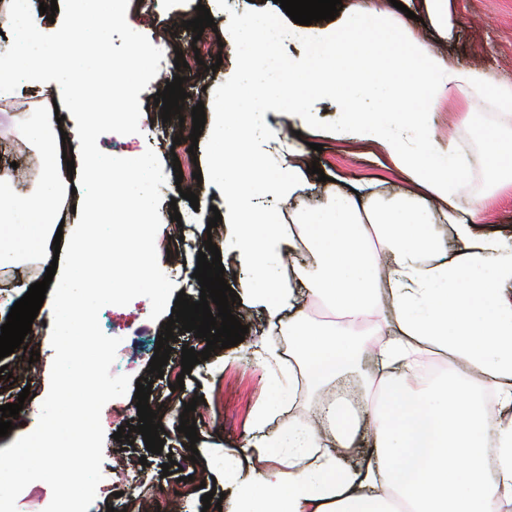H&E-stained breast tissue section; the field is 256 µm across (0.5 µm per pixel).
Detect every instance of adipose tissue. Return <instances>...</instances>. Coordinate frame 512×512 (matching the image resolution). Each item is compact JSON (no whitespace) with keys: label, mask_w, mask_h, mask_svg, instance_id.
I'll return each mask as SVG.
<instances>
[{"label":"adipose tissue","mask_w":512,"mask_h":512,"mask_svg":"<svg viewBox=\"0 0 512 512\" xmlns=\"http://www.w3.org/2000/svg\"><path fill=\"white\" fill-rule=\"evenodd\" d=\"M124 20L119 8L101 15L71 7L50 43L37 16L15 7L1 10L0 29L20 36L0 50V89L22 78L45 96L67 97L82 115L69 136L84 149L98 139L102 121L86 113L88 86L60 67L59 55L78 36H95L102 26ZM383 20L378 0H371L364 14L346 15L335 27L294 29L293 38L305 41L308 51L286 60L277 51L285 33L275 22L240 20L224 27L239 49V71L225 82L217 104L230 124L218 126L216 138L230 126L250 136L264 120L263 92L279 93L283 109L305 123L314 102L329 97L336 105V136L388 146L393 165L420 189L413 205L384 208L340 186L329 210L293 215V223L304 225L305 245L318 264L289 277L285 254L293 239L280 207L305 180L299 149L284 146L274 170L256 160L236 167L216 157L209 182L222 187L229 202L224 219L234 225L239 260L251 270L246 287L253 302L270 322L293 327V355L319 382L358 369L363 346L355 327L383 312L385 327L395 333L378 348L379 385L401 410L397 419H374V452L354 467L340 451L356 443V409L328 401L332 447L300 421L269 433L271 416L293 398L292 386L275 383L274 399L255 410L253 433L243 446L279 459L282 468L246 478L225 469L230 496L224 512H512V298L505 293L512 286V243L484 227L480 204L463 207L457 191L476 166L493 190L512 189V83H493L483 69L452 66L428 43L387 31ZM368 98L375 99L376 111L364 110ZM478 99L489 100L506 121L473 160L454 142L435 137L430 116L446 102L469 120ZM47 155L38 202L4 192L12 177L0 173L1 267L51 248L66 181L58 138H51ZM149 171V163L134 156L116 167L95 157L82 164L80 177L89 187L84 218L67 240L70 264L57 276V300L47 310L61 330L81 322L85 335H92L85 324L90 306L123 292H161L151 275L161 257L144 248L148 226L156 221ZM269 193L278 206H259L257 197ZM436 216L452 226L455 247L435 231ZM373 236L390 255L389 265L371 250ZM110 242L138 251L137 264L115 263L104 272L87 264L94 245ZM303 290L336 308L341 321L306 329L298 307ZM421 348L479 371L480 383L452 371L412 391L397 370L409 367Z\"/></svg>","instance_id":"ef3b65f1"}]
</instances>
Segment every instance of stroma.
I'll use <instances>...</instances> for the list:
<instances>
[{"label": "stroma", "mask_w": 512, "mask_h": 512, "mask_svg": "<svg viewBox=\"0 0 512 512\" xmlns=\"http://www.w3.org/2000/svg\"><path fill=\"white\" fill-rule=\"evenodd\" d=\"M209 9L215 24L236 14H248L255 21L274 20L288 23L289 17L276 0H165L163 6L148 19H140L132 0H125L127 14L124 24L104 30L92 46L94 52L117 61L124 60L131 44L165 42L162 52L145 59L137 65L121 71L113 91H92L88 102L91 111L101 114L104 120L114 123L111 138L97 140L93 149L97 154L107 155L119 150L121 155H137L146 158L152 172L150 198L153 207L162 215L163 221L150 227V244L159 251H178L182 261L175 264L162 260L163 272L175 283L177 290L185 291L188 298H196L199 282L193 272L197 267V256L203 250L208 235L207 225L213 208L223 207V192L212 189L209 210H194L189 201L180 198L175 184L176 176L191 180L193 172H200L202 179H209L217 145L214 138L215 116L207 114L206 123L197 141H190V127L180 125L178 119L163 121L160 109L154 103L157 93L164 90L167 81L174 76H183L187 97L184 110H192L197 104L211 105L213 96L219 95L225 78L238 72V54L229 50L223 61L204 56L196 60L192 49L194 34L184 26L185 21L197 15V5ZM448 11L453 27L448 36L437 35L430 23L407 18L395 7H388L386 22L402 28L407 34L427 39L448 63L459 67H480L488 71L493 81L512 82V0H450ZM183 54L187 65L176 68V54ZM16 100L25 102V109L0 106V144H12L17 149L16 157L25 168L23 184H9L11 193L32 196L42 185V142L28 128L31 113L59 110L65 116V125L78 121L77 113L71 112L66 103L55 104L39 98L36 90L27 83H20L15 93ZM277 95L267 96L265 107L269 121L260 133L243 140L237 147L239 155L260 157L268 166H276L278 156L270 147L271 139L281 137L283 131L298 132L299 144L304 145V166L315 165L327 174V181L309 179L292 202L297 211L328 208L334 191V179L348 183L372 184L379 203L388 205L406 199L409 184L406 177L390 163L386 146L359 140H337L333 133L334 112L329 103L323 102L313 115L312 123L300 125L299 121H286L277 114ZM136 113L133 122L125 121V113ZM469 123H459L454 108L445 107L431 117L433 126L443 138L457 142L469 153L482 152L487 132L500 121L499 113L488 111L484 105L472 108ZM181 166V173H174V166ZM462 202L484 203L487 224L504 235L512 234V191L487 198L484 174L473 169L466 185L459 191ZM179 211L180 220L170 217ZM219 243L221 262L225 268L224 278L239 295L238 305L231 312L247 325L243 342L236 346L212 352L208 360L195 365L184 377V386L171 390L169 379H155L148 400L151 409L159 410L161 425L165 429L167 450L189 447V439L179 433L180 416L185 403L191 402L194 394L203 395L207 411L205 420L197 422L200 437L196 445L199 455L196 462L188 464L184 475H204L205 487L194 488L192 494L180 495L181 487L176 476L164 475L163 463L166 452H147L140 434H133V443L127 453L137 462L136 468L126 469L119 465L116 455L121 449L113 434L118 422L104 424L107 435L104 444L102 474L104 483L114 485L117 496L106 499L95 497L88 512H137V493H151L155 479H163L169 497L178 501V512H218L217 507H204V492H223L224 471L218 460L224 451L237 448L251 432L252 412L259 403L272 396L271 378L280 372L279 363L266 359L268 348H278L288 353L291 343L288 328L268 323L263 310L252 302L243 284L249 277L247 268L236 259V243L228 227H221L212 235ZM50 261L31 257L10 266H0V300H19L25 286L43 280ZM151 304L147 298L138 297L128 305H108L98 316L104 334L119 338L118 355H129L134 363L129 370L133 379H144L161 326L168 320L160 315L158 320L150 318ZM50 331H43L29 349H16L1 362L16 368L19 359L28 358L30 351L40 357L30 373L14 381L0 379V406L16 402L19 393L27 398L18 419L13 422L9 434L0 437V450L10 447L20 432L32 422V413L46 397L50 384V371L54 359ZM294 387L292 407L275 414L269 431L287 426L289 419H297L312 425L321 423V406L329 391L328 385L317 384L307 378L301 365H294L291 374ZM146 458V465H139V458Z\"/></svg>", "instance_id": "obj_1"}]
</instances>
